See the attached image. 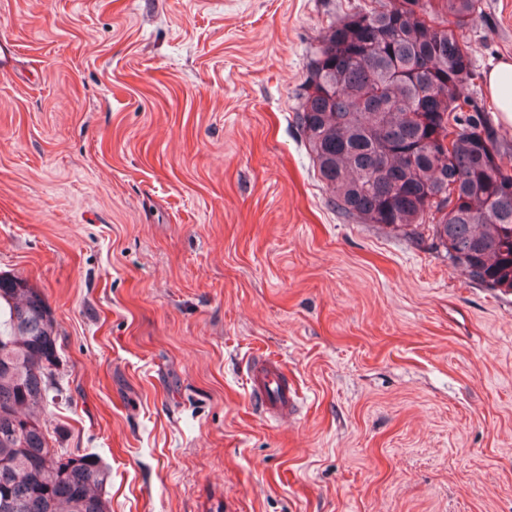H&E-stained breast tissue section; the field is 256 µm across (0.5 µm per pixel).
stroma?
<instances>
[{
  "label": "stroma",
  "mask_w": 512,
  "mask_h": 512,
  "mask_svg": "<svg viewBox=\"0 0 512 512\" xmlns=\"http://www.w3.org/2000/svg\"><path fill=\"white\" fill-rule=\"evenodd\" d=\"M355 2L0 0V273L53 313L48 430L110 468L109 512H512V293L340 217L297 123ZM464 36L512 142L483 81L512 0ZM249 383L252 394L261 399L270 418L280 419L291 410L293 395L278 361L262 359L254 363L250 368Z\"/></svg>",
  "instance_id": "35a3bbf8"
}]
</instances>
